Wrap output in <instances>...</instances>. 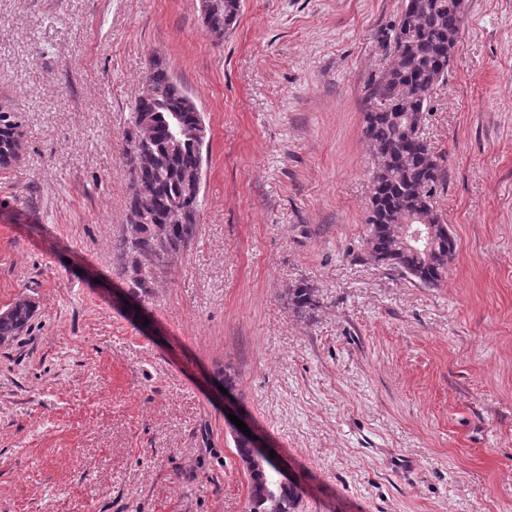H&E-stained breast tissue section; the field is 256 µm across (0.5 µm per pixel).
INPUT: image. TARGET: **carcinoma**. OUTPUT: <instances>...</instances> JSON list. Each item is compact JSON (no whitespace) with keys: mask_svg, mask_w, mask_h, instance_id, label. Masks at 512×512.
Returning a JSON list of instances; mask_svg holds the SVG:
<instances>
[{"mask_svg":"<svg viewBox=\"0 0 512 512\" xmlns=\"http://www.w3.org/2000/svg\"><path fill=\"white\" fill-rule=\"evenodd\" d=\"M236 0L204 17L207 30L217 37L237 18ZM463 15L448 7V0H410L392 29L389 48L398 52L395 68L375 82L374 94L395 102L389 112L365 115L363 135L375 152L387 155L384 174L373 177L369 233L365 246L372 259L400 271L426 286H436L445 277L448 258L456 242L448 235L435 208L436 193L444 172L421 130L407 125L404 113L422 123L431 103V92L448 76L452 57L448 40L460 35ZM144 84L145 96L137 99L122 133L123 157L130 177L127 224L115 240L116 275L137 297L151 295L168 266L196 238L199 227L197 175L205 165L208 148L187 135L203 123L192 98L174 81L168 68L152 61ZM155 131L154 140L142 146L141 125ZM21 120L16 112H0V168L17 162L22 150ZM431 211L430 222L440 226L430 261L412 250H399L395 228L408 213ZM288 303L299 314L317 307L313 288L301 282L288 289ZM36 312L31 297L18 299L0 312V347L25 335ZM251 479L249 512H294L300 489L282 486L275 465L249 466L248 441H235Z\"/></svg>","mask_w":512,"mask_h":512,"instance_id":"cac0c4a2","label":"carcinoma"}]
</instances>
